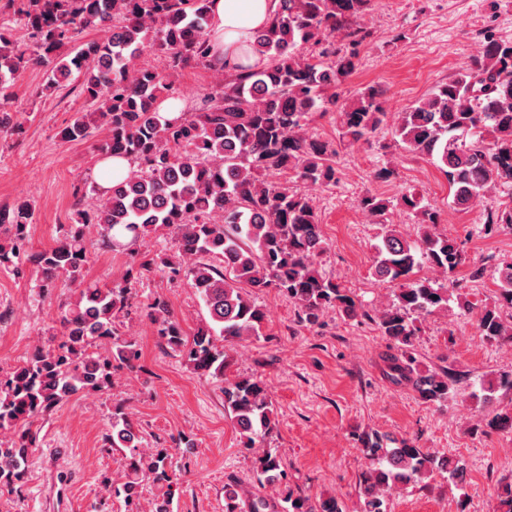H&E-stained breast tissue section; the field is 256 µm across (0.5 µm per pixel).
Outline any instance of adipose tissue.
<instances>
[{
    "label": "adipose tissue",
    "instance_id": "ef3b65f1",
    "mask_svg": "<svg viewBox=\"0 0 512 512\" xmlns=\"http://www.w3.org/2000/svg\"><path fill=\"white\" fill-rule=\"evenodd\" d=\"M279 0H212L209 30L227 65H266L252 50L255 34L273 20Z\"/></svg>",
    "mask_w": 512,
    "mask_h": 512
}]
</instances>
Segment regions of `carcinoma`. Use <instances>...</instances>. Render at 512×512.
Masks as SVG:
<instances>
[{
    "mask_svg": "<svg viewBox=\"0 0 512 512\" xmlns=\"http://www.w3.org/2000/svg\"><path fill=\"white\" fill-rule=\"evenodd\" d=\"M211 0H0V12L13 11L26 30L19 42L0 27V84L26 71L46 68L44 90L80 88L91 111L78 112L61 130L65 141L87 139L97 127L107 137L104 156L128 160L130 170L107 194L96 184L74 190L77 219L66 235L40 251L27 248L32 208L19 199L0 209V268L21 273L30 263L39 292L65 278L79 283L75 303L63 309L59 325L47 329L55 347L38 346L11 371L0 375V493L20 491L30 449L37 442L33 421L79 392H107L112 361L130 368L140 358L137 340L120 333L117 322L131 308V280L109 288L85 283L91 252L84 228H99L105 250L123 248L166 228L176 237L173 255L145 254L139 268L165 269L185 276L203 301L209 321L184 338L165 300L147 304L157 335L184 354L194 373L224 381V409L250 451L273 429L274 409L265 383L252 376L229 377L226 347L259 337L265 311L254 296L269 290L294 303L302 322L322 325L339 310L357 315L348 289L324 275L316 261L325 250L318 215L306 191L264 179L288 172L306 187L338 182L336 149L307 133L314 114L334 112L339 140L355 146L388 123L385 90L368 85L346 96L361 48L370 33L359 19L372 0H279L272 23L258 31L253 49L268 60L254 69L225 70L207 33ZM103 27L107 37L69 46L85 29ZM483 55L440 82L425 97L398 113L393 135L406 151L435 164L448 182L451 203L481 206L497 189H512V40L484 35ZM163 53L164 68H147V51ZM195 64L226 72L221 89L197 96L194 111L172 118L161 104L177 94L176 76ZM399 204L416 218V238L396 224H385L373 245V275L398 284L392 301L370 317L392 344L388 376L412 385L419 399L439 406L455 393L449 369L422 370L414 353L421 319L456 307L476 313L480 336L491 345L512 342V320L499 307L512 308V263L498 269V305H476L454 287V274L466 262L455 241L436 231L440 214L415 191ZM391 201L375 194L357 207L379 221ZM512 229V206L488 211L480 232ZM427 266L448 284L417 276ZM224 344L219 346L217 338ZM110 345L111 355L92 351ZM512 391V373L482 382L472 394L486 426L512 433V415L493 409L496 393ZM113 448H126L123 475L106 481L110 495L123 497L126 512H143L146 485L161 491L151 512H171L174 472L164 448L146 457L133 419L117 405L112 411ZM369 461L359 477L360 512H387L390 492L426 483L435 475L454 480L459 462L416 447L409 440L375 430L354 434ZM259 483L287 484V472L274 448L253 453ZM285 512H343L334 499L313 500L285 490Z\"/></svg>",
    "mask_w": 512,
    "mask_h": 512,
    "instance_id": "carcinoma-1",
    "label": "carcinoma"
}]
</instances>
